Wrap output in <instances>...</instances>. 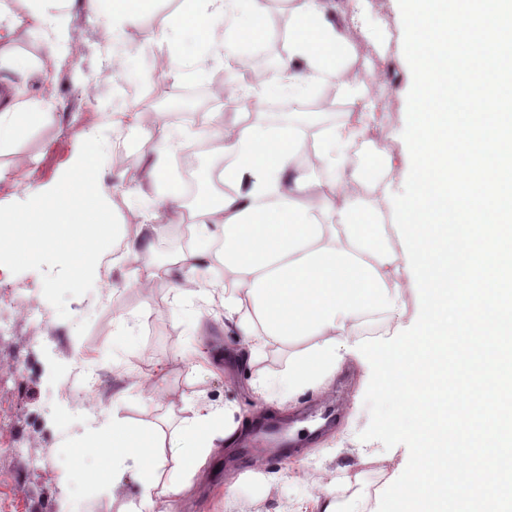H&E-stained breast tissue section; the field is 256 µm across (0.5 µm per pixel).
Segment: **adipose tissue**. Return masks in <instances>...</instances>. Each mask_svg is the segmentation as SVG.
<instances>
[{
  "mask_svg": "<svg viewBox=\"0 0 512 512\" xmlns=\"http://www.w3.org/2000/svg\"><path fill=\"white\" fill-rule=\"evenodd\" d=\"M416 77L406 141L404 192L365 199L353 190L350 148L369 134L374 112L363 73L341 63L344 25L327 18L326 0H304L291 23V53L268 93L297 102L321 83L358 101L353 117L330 126L318 144L334 201L309 199L297 171L304 139L297 125L264 121L224 138L209 131L228 158L224 180L237 184L216 208L203 209L196 231L209 241L223 230L224 318L248 351L294 348L288 368L268 383L292 396L335 375L345 356L365 350L349 339L358 319L399 315L405 293L422 303L419 322L387 358L377 390L411 442L410 479L391 486L386 512H512V481L502 462L512 453V418L500 411L512 382V0H400ZM262 0H185L159 32L176 75L201 72L200 48L235 51L261 34ZM229 32L217 43L214 28ZM46 103L16 97L0 106V146L46 115ZM399 229L401 247L378 215ZM410 270L399 279L397 269ZM216 414L200 411L177 432L134 428L112 419V438L86 452L112 460V483L141 488L133 512H157L176 498L209 458ZM172 448L187 477L160 485L159 450Z\"/></svg>",
  "mask_w": 512,
  "mask_h": 512,
  "instance_id": "ef3b65f1",
  "label": "adipose tissue"
}]
</instances>
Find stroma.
Wrapping results in <instances>:
<instances>
[{
    "label": "stroma",
    "mask_w": 512,
    "mask_h": 512,
    "mask_svg": "<svg viewBox=\"0 0 512 512\" xmlns=\"http://www.w3.org/2000/svg\"><path fill=\"white\" fill-rule=\"evenodd\" d=\"M374 3L371 25L382 35L383 51H367L361 33L352 30L348 62L373 75L376 111L360 157L372 162L378 188L397 191L407 163L401 142L411 125L415 81L405 63L408 34L398 0ZM300 4L267 0L259 39L263 57L253 58L245 45L230 56L203 52L205 75L197 85L207 94L192 109L205 120L199 126L174 122L184 137L166 158L167 183L154 185L104 163L99 179L120 225L145 223L167 187L180 184L183 153L206 141L212 113H223L228 123L252 122L251 101L230 109L209 89L242 84V69L264 70L269 61L286 60V25ZM182 7L183 0H154L148 11L124 24L123 50L110 52L102 38L112 21L92 15L84 0H13L17 21L8 54L0 58V95L18 90L51 107L41 124L0 149V206L55 186L92 132L110 143L123 138L139 162L153 160L154 139L131 110L146 96L153 111H167L175 89L186 85L157 68V59L169 50L150 37ZM47 19L57 22L69 52L47 73L17 72L12 58L42 59L36 28ZM358 108L331 83L317 86L297 105L316 139ZM155 226L149 249L128 262L100 258L90 295L68 300L69 319L59 318L44 298L40 271L10 275L9 287L0 289V319L12 330L0 339V419L11 426L0 434V512H128L139 498V485L128 480L114 490L105 487L109 460L78 453L79 443L108 433L116 415L132 426L157 424L170 432L201 409L228 405L236 423L289 424L329 408L337 421L287 460L260 459L236 474L231 471L235 449H217L192 489L174 501L173 512H298L302 502L327 489L344 512H373L372 487L389 486L397 464L410 453L399 424L381 411L375 389L382 367L378 354L418 321V296L406 295L399 321L385 317L356 329L357 339L374 352L367 363L346 357L324 391L297 394L281 411L277 394H260L257 387L287 369V348L266 349L243 364L235 329L224 322L221 252L200 250L195 241L183 245L175 225L159 220ZM148 264L162 267V274L135 284L134 271ZM192 268L213 282L209 296H177L176 282ZM78 358L104 376L93 395L65 392Z\"/></svg>",
    "instance_id": "35a3bbf8"
}]
</instances>
